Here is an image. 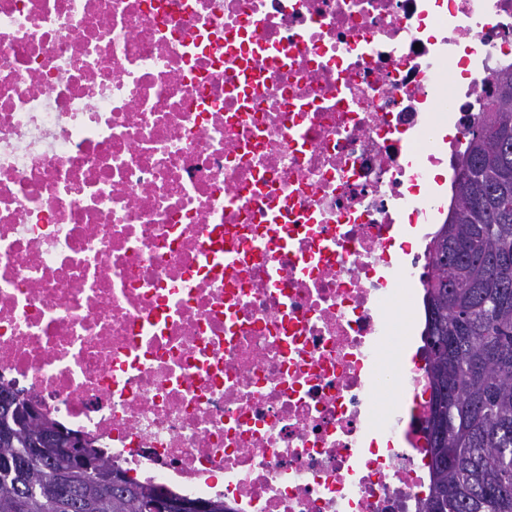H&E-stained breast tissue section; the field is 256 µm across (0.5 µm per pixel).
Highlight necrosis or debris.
Instances as JSON below:
<instances>
[{"label":"necrosis or debris","instance_id":"obj_1","mask_svg":"<svg viewBox=\"0 0 512 512\" xmlns=\"http://www.w3.org/2000/svg\"><path fill=\"white\" fill-rule=\"evenodd\" d=\"M512 0H0V382L231 512H423L430 190Z\"/></svg>","mask_w":512,"mask_h":512}]
</instances>
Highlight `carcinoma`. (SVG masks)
<instances>
[{
  "label": "carcinoma",
  "instance_id": "carcinoma-1",
  "mask_svg": "<svg viewBox=\"0 0 512 512\" xmlns=\"http://www.w3.org/2000/svg\"><path fill=\"white\" fill-rule=\"evenodd\" d=\"M496 93L470 132L456 167L448 221L436 231L424 284L428 376L427 426L431 483L424 512H512V67L495 77ZM19 391L0 383V415L22 419ZM33 424L0 458H23L35 435L45 452L22 468L0 461V512H87L85 498L100 500L96 512H137L146 485L120 471L121 482L98 493L85 471L67 502L55 492L61 462L54 449L75 433L37 409ZM455 449L448 463V449Z\"/></svg>",
  "mask_w": 512,
  "mask_h": 512
}]
</instances>
